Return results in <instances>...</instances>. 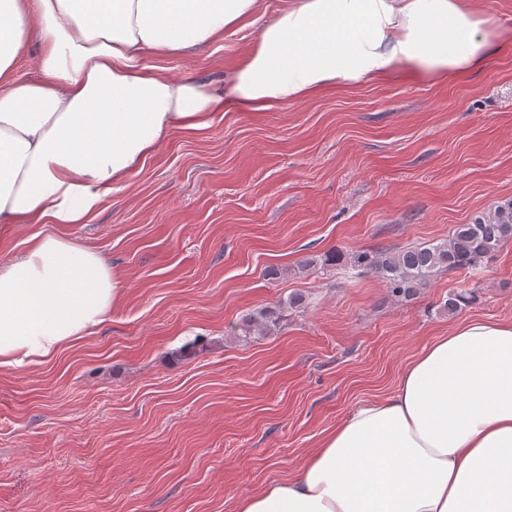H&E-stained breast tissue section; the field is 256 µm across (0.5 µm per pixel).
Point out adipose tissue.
<instances>
[{
    "mask_svg": "<svg viewBox=\"0 0 512 512\" xmlns=\"http://www.w3.org/2000/svg\"><path fill=\"white\" fill-rule=\"evenodd\" d=\"M260 0H0V233L27 229L0 265V369L54 357L100 327L122 288L61 234L174 129L265 112L406 71L481 65L506 32L472 0H287L223 91L174 79L149 55L223 39ZM35 52L39 78L18 62ZM235 512H512V322L464 320L425 346L396 390L362 402L295 476Z\"/></svg>",
    "mask_w": 512,
    "mask_h": 512,
    "instance_id": "1",
    "label": "adipose tissue"
}]
</instances>
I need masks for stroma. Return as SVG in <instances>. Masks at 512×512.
<instances>
[{
  "label": "stroma",
  "mask_w": 512,
  "mask_h": 512,
  "mask_svg": "<svg viewBox=\"0 0 512 512\" xmlns=\"http://www.w3.org/2000/svg\"><path fill=\"white\" fill-rule=\"evenodd\" d=\"M258 30L148 62L220 91ZM510 200L505 38L463 79L397 74L173 130L66 229L112 266L120 305L54 358L0 369V512H235L354 406L392 393L435 336L512 321V239L408 301L325 256L435 244ZM456 288L472 302L443 311ZM295 293L304 303L287 307ZM279 303L278 330L239 339Z\"/></svg>",
  "instance_id": "obj_1"
}]
</instances>
